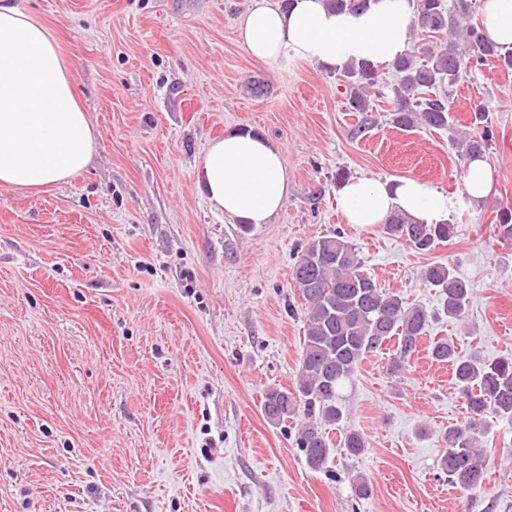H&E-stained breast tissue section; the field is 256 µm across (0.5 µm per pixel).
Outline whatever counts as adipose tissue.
<instances>
[{
  "instance_id": "1",
  "label": "adipose tissue",
  "mask_w": 512,
  "mask_h": 512,
  "mask_svg": "<svg viewBox=\"0 0 512 512\" xmlns=\"http://www.w3.org/2000/svg\"><path fill=\"white\" fill-rule=\"evenodd\" d=\"M409 0H376L364 14L337 13L324 0H249L238 27L248 53L264 64L286 57L330 67L362 60L391 67L409 47ZM98 133L79 105L53 34L18 0H0V187L38 193L87 168ZM210 208L246 224H266L285 205L281 151L264 137L235 131L211 140L197 167ZM444 191L416 178L389 184L350 180L339 207L350 224H381L397 210L427 224L448 214Z\"/></svg>"
}]
</instances>
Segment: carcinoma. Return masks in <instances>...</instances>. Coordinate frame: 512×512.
I'll list each match as a JSON object with an SVG mask.
<instances>
[{
  "mask_svg": "<svg viewBox=\"0 0 512 512\" xmlns=\"http://www.w3.org/2000/svg\"><path fill=\"white\" fill-rule=\"evenodd\" d=\"M372 3L374 0H326L333 10L358 14ZM471 17L472 0H455L451 6L446 0H413L412 31L429 34L430 41L393 64L398 76L391 101L395 125L406 130L452 126L449 89L457 83L465 61L484 64L492 60L497 67L512 70V46L493 41ZM341 82L351 110H373L372 101L380 96L374 66L366 61L351 63L341 74ZM473 112V133L458 143L465 163L482 156L489 141L486 108L478 104ZM383 229L420 253L433 251L454 234L452 224H420L400 211L388 217ZM423 278L442 299L439 313L410 305L382 288L357 249L339 232L317 236L301 251L293 266V280L306 309L296 388H268L262 412L274 424L304 414L307 421L299 428L295 444L309 468L320 470L327 465L332 448L324 425H338L344 419L343 392L369 354L395 342L391 370L401 372L418 351L431 321L440 315L464 319L470 288L455 269L433 264L424 270ZM431 355L451 366L468 410L464 423L446 431L448 448L439 469L457 487L480 489L488 468L481 445L487 432L486 417L512 419V357L489 360L476 352L463 355L446 340L435 342ZM341 447L356 458L366 445L361 434L345 431Z\"/></svg>",
  "mask_w": 512,
  "mask_h": 512,
  "instance_id": "obj_1",
  "label": "carcinoma"
}]
</instances>
